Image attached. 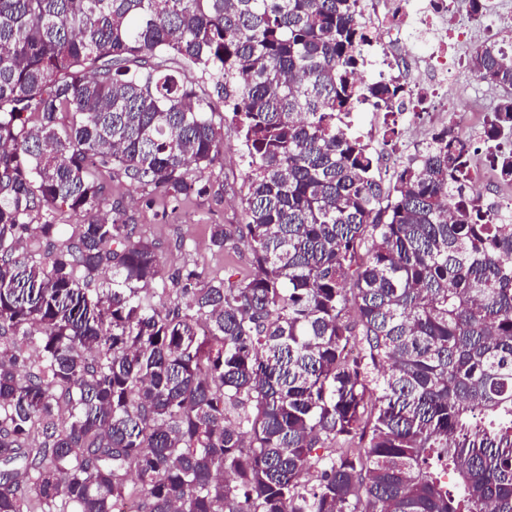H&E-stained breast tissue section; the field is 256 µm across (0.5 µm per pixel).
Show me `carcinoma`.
Instances as JSON below:
<instances>
[{
  "label": "carcinoma",
  "mask_w": 512,
  "mask_h": 512,
  "mask_svg": "<svg viewBox=\"0 0 512 512\" xmlns=\"http://www.w3.org/2000/svg\"><path fill=\"white\" fill-rule=\"evenodd\" d=\"M360 2L0 0V512H512V224L449 126L377 179L348 118L401 87L364 79ZM468 67L512 132V53ZM195 73L255 273L157 294L101 175L188 194L224 148Z\"/></svg>",
  "instance_id": "1"
}]
</instances>
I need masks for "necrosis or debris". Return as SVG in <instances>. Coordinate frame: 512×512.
Instances as JSON below:
<instances>
[{"label": "necrosis or debris", "mask_w": 512, "mask_h": 512, "mask_svg": "<svg viewBox=\"0 0 512 512\" xmlns=\"http://www.w3.org/2000/svg\"><path fill=\"white\" fill-rule=\"evenodd\" d=\"M454 0H371L368 22L373 32V48H385L396 42L404 49L403 62L384 58L389 71L397 72L406 88V96L396 104L399 112L415 110L420 123L427 128L452 126L466 156L477 153L473 143L487 137V126L464 124V116L479 112L480 101L488 86L479 80L459 82L455 46L470 42L478 29L484 28L492 12L470 7L466 18H459L453 9ZM429 53H422L423 45ZM492 161L471 166L470 179L463 191L472 198L477 210L498 215L502 223L512 222V194L494 193L485 197L477 186L484 174L496 173Z\"/></svg>", "instance_id": "4bbe7bcc"}]
</instances>
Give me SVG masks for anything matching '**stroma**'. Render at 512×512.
Instances as JSON below:
<instances>
[{"mask_svg": "<svg viewBox=\"0 0 512 512\" xmlns=\"http://www.w3.org/2000/svg\"><path fill=\"white\" fill-rule=\"evenodd\" d=\"M411 121L408 114L395 119L359 107L351 114V129L357 135L371 134L378 139L390 129L399 138ZM221 133L224 149L205 173L203 193L177 203L158 195L148 196L138 185L122 177L106 181L110 199L122 202L130 223L134 224L135 237L151 241L158 248L164 276L157 280V288L167 287V274L183 266L217 279L228 275L240 279L254 272L244 238L234 236L222 250L211 242L213 225L237 226L245 221L241 205L244 168L239 133L228 121L224 122Z\"/></svg>", "mask_w": 512, "mask_h": 512, "instance_id": "obj_1", "label": "stroma"}]
</instances>
